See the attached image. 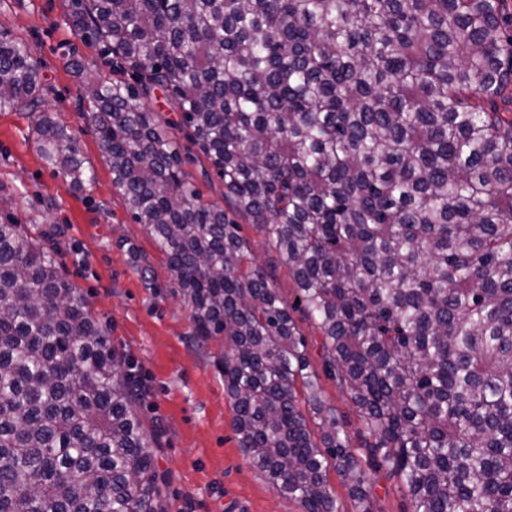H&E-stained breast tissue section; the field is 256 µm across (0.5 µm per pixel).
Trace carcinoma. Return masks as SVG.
Here are the masks:
<instances>
[{
    "label": "carcinoma",
    "mask_w": 512,
    "mask_h": 512,
    "mask_svg": "<svg viewBox=\"0 0 512 512\" xmlns=\"http://www.w3.org/2000/svg\"><path fill=\"white\" fill-rule=\"evenodd\" d=\"M75 55L126 210L167 257L239 445L303 512L366 499L307 340L224 208V182L295 281L325 372L413 512H512V15L506 0H68ZM27 43L0 32V110L35 113L45 165L93 182L41 108ZM166 93L191 147L140 105ZM141 389L55 250L0 224V512H166ZM307 410L318 420L315 441Z\"/></svg>",
    "instance_id": "cac0c4a2"
}]
</instances>
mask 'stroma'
<instances>
[{
  "label": "stroma",
  "mask_w": 512,
  "mask_h": 512,
  "mask_svg": "<svg viewBox=\"0 0 512 512\" xmlns=\"http://www.w3.org/2000/svg\"><path fill=\"white\" fill-rule=\"evenodd\" d=\"M65 4L0 0V32L30 45L45 79V106L69 126L95 179L85 190H74L45 166L32 115L0 112V222L51 237L64 274L95 316L110 323L113 342L130 356L142 389L137 411L158 441L166 512H303L298 501L271 487L240 448L217 367L222 343L197 341L189 305L170 288L165 255L132 219L112 184L91 123L79 110L81 80L66 58L76 51L104 82L111 81L112 69L81 40ZM240 235L293 304L296 285L287 267L274 262L254 225L241 222ZM321 387L353 453L367 463L374 438L355 406L335 381L322 378ZM365 472L368 497L360 503L349 484L329 471L338 512H412L397 475L368 464Z\"/></svg>",
  "instance_id": "stroma-1"
}]
</instances>
